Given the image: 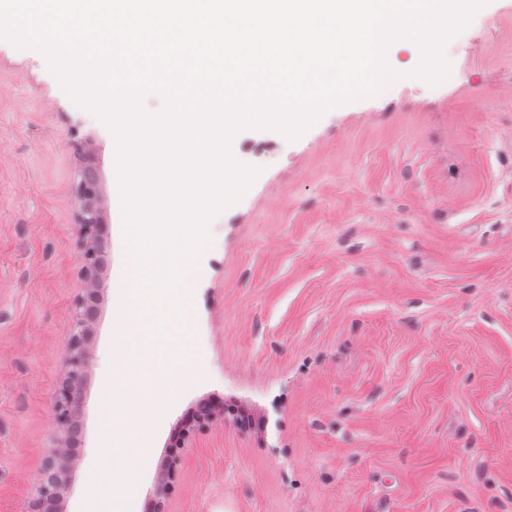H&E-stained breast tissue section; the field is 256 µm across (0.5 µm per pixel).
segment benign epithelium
I'll return each mask as SVG.
<instances>
[{
    "mask_svg": "<svg viewBox=\"0 0 512 512\" xmlns=\"http://www.w3.org/2000/svg\"><path fill=\"white\" fill-rule=\"evenodd\" d=\"M101 182V168L98 161L88 159L80 167L76 194L81 203L78 234L84 242L81 253L83 274L89 282V290L99 292L105 288V283L95 277L102 263L104 247L101 239L102 218L95 206ZM88 309L85 298H80L77 303V311L74 314L72 329L67 341V366L65 379L57 389L53 400V415L57 428L65 429L71 417L83 414L82 396L74 395V389L85 383L90 366V355L84 347L87 333ZM229 422L234 425H242L235 414L224 412L221 406H212L204 411L192 414L186 413L179 419L176 432L168 445L170 456L169 469L167 470V487L161 492L157 487L149 490V496L154 502V512H165L164 500L174 488L177 478V465L179 462V450L185 447L187 440L208 428L215 420ZM59 498V487L53 479L42 482L38 498L31 512H42L48 503H54Z\"/></svg>",
    "mask_w": 512,
    "mask_h": 512,
    "instance_id": "1",
    "label": "benign epithelium"
}]
</instances>
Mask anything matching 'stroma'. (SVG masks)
Instances as JSON below:
<instances>
[{
  "label": "stroma",
  "mask_w": 512,
  "mask_h": 512,
  "mask_svg": "<svg viewBox=\"0 0 512 512\" xmlns=\"http://www.w3.org/2000/svg\"><path fill=\"white\" fill-rule=\"evenodd\" d=\"M446 54L433 85L412 74L418 47L395 46L404 78L297 139L235 134L259 173L194 261L182 342L204 373L172 398L131 512L148 510L177 419L213 398L264 411L267 431L197 433L166 512H512V0H488ZM82 154L102 162L106 288L62 512L113 480L102 392L129 266L115 150L41 52L0 38V512H29L58 434L86 286Z\"/></svg>",
  "instance_id": "35a3bbf8"
}]
</instances>
